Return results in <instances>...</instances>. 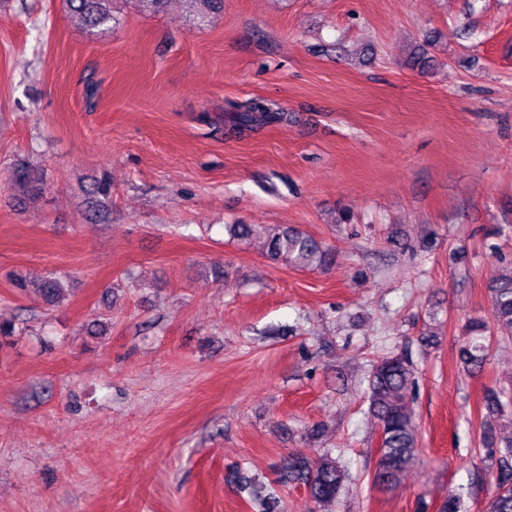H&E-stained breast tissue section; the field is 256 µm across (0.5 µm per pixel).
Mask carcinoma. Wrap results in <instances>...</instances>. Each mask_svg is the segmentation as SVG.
Listing matches in <instances>:
<instances>
[{
    "instance_id": "cac0c4a2",
    "label": "carcinoma",
    "mask_w": 512,
    "mask_h": 512,
    "mask_svg": "<svg viewBox=\"0 0 512 512\" xmlns=\"http://www.w3.org/2000/svg\"><path fill=\"white\" fill-rule=\"evenodd\" d=\"M117 0H65L67 9L88 29L109 30L116 23L114 5ZM197 18L218 12L224 0H180ZM234 126L242 130L279 122L283 113L262 100L231 104ZM15 188L29 198L37 197L42 182L35 170L18 166L12 171ZM230 234L237 240H248L260 229L257 224H230ZM266 256L300 269L322 267L330 254L311 235L295 228L275 227L267 230ZM36 291L48 303H58L64 294L63 283L46 277ZM492 321L481 318L470 322L468 336L459 349L462 367L475 373L484 366L491 337L512 340V262L496 269L489 280ZM413 370L404 356H389L378 361L368 381V410L379 427V448L375 458L373 481L383 487L394 486L413 464L419 451L418 433L413 409ZM486 416L507 417L512 424V390L495 389L485 400ZM487 449L496 490L489 499L486 512H512V431L493 441ZM349 479L339 460L325 450L315 459L301 453L288 455L278 472V482L303 484L315 504L314 512H326L336 503Z\"/></svg>"
}]
</instances>
